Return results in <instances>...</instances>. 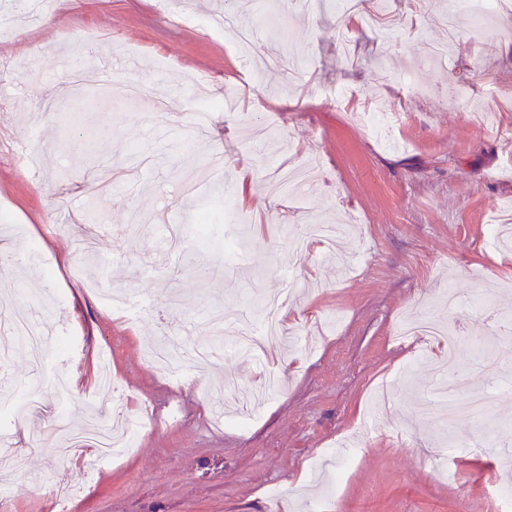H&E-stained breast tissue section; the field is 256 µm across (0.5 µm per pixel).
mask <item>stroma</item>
I'll list each match as a JSON object with an SVG mask.
<instances>
[{"label":"stroma","instance_id":"stroma-1","mask_svg":"<svg viewBox=\"0 0 512 512\" xmlns=\"http://www.w3.org/2000/svg\"><path fill=\"white\" fill-rule=\"evenodd\" d=\"M180 2L201 25H173L155 0H51L34 23L0 0L16 20L0 36V246L37 248L0 268V292L60 345L38 369L0 327V391L40 393L22 416L0 410L12 430L0 456L14 459L0 465V512H309L325 492L331 512H500L512 376L461 347L472 390L498 389L485 415L439 420L427 409L439 352L395 326L410 304L440 307L447 287L512 313V251L486 222L512 212V17L481 29L460 10L450 30L428 0H364L385 24L354 26L344 54L336 0H233L242 18L272 17L253 43L279 62L257 76L224 7ZM78 59L89 80L111 67L108 101L76 93ZM408 72L417 88L401 84ZM339 83L344 101L314 92ZM367 101L404 114L393 143L353 112ZM284 163L320 176L283 199ZM115 172L135 200L96 205L89 186ZM218 184L246 190L241 257L224 276L223 247L201 250L193 234L196 200ZM283 288L292 343L218 355L176 383L150 361L159 340L188 350L245 335L216 332L210 312L257 324L255 295ZM448 324L512 352V332L486 314L460 308ZM105 363L148 421L87 480L53 450L105 423ZM451 443L442 482L427 460Z\"/></svg>","mask_w":512,"mask_h":512}]
</instances>
